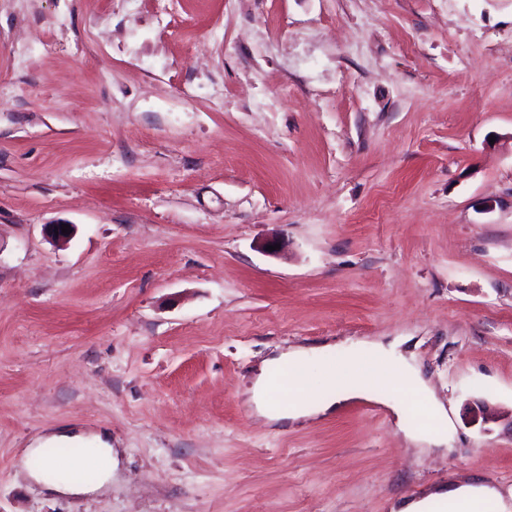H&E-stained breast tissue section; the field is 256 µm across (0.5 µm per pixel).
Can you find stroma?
Wrapping results in <instances>:
<instances>
[{
    "label": "stroma",
    "mask_w": 512,
    "mask_h": 512,
    "mask_svg": "<svg viewBox=\"0 0 512 512\" xmlns=\"http://www.w3.org/2000/svg\"><path fill=\"white\" fill-rule=\"evenodd\" d=\"M400 336L447 447L248 401L281 351ZM481 401L512 412V0H0V512H512ZM71 426L110 490L30 478ZM93 440L95 445L92 448L95 454L94 463L98 469V478L95 482L86 483L77 476L86 465V462L83 460H71L63 467L68 473L66 479L53 477L52 475L62 466L56 464L53 458L45 455L44 448L48 447L32 448L31 455L39 456L44 464L43 471H35V476L50 489L71 494L88 493L103 487L112 480V445L102 433L94 435ZM431 500H437L439 506L448 510V512H506L495 489L469 485H463L443 493H436L423 500L410 502L401 512H428ZM481 508H488V510H481Z\"/></svg>",
    "instance_id": "stroma-1"
}]
</instances>
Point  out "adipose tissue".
I'll use <instances>...</instances> for the list:
<instances>
[{"instance_id":"adipose-tissue-1","label":"adipose tissue","mask_w":512,"mask_h":512,"mask_svg":"<svg viewBox=\"0 0 512 512\" xmlns=\"http://www.w3.org/2000/svg\"><path fill=\"white\" fill-rule=\"evenodd\" d=\"M326 347H299L266 360L251 389V400L257 411L268 421L278 423L309 418L327 413L340 403L367 398L376 393L380 381L410 392V399H417L428 412L430 427H414L409 422L410 399H398L394 410L400 423L411 439L428 435L430 442L442 443L448 433V414L426 386L419 372L411 367L406 358L393 349L375 343L369 348L354 349L343 365L342 372L324 377L320 384L310 381L313 362H327ZM285 376L288 397L280 401L272 398L273 380ZM94 440V463L98 470L96 482H83L79 474L85 463L72 460L66 465V478H56L58 469L54 459L46 456L43 448H35L36 456L42 457L44 467L37 477L50 489L71 494H82L103 487L112 479V446L103 434ZM436 500L443 512H504L505 507L495 489L485 486L463 485L437 494Z\"/></svg>"}]
</instances>
